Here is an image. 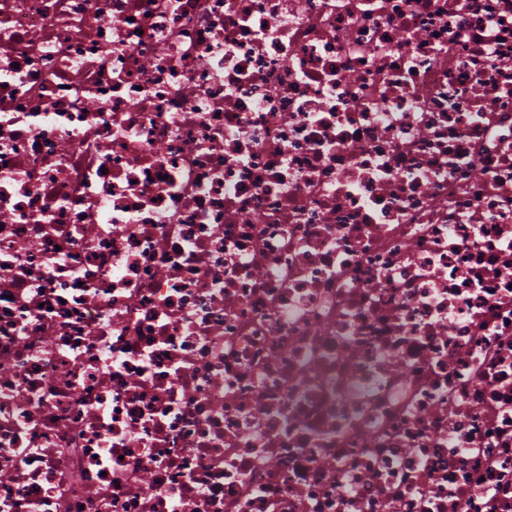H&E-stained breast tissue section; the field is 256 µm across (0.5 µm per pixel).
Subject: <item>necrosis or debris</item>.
I'll use <instances>...</instances> for the list:
<instances>
[{"label": "necrosis or debris", "mask_w": 512, "mask_h": 512, "mask_svg": "<svg viewBox=\"0 0 512 512\" xmlns=\"http://www.w3.org/2000/svg\"><path fill=\"white\" fill-rule=\"evenodd\" d=\"M0 512H512V0H0Z\"/></svg>", "instance_id": "1"}]
</instances>
